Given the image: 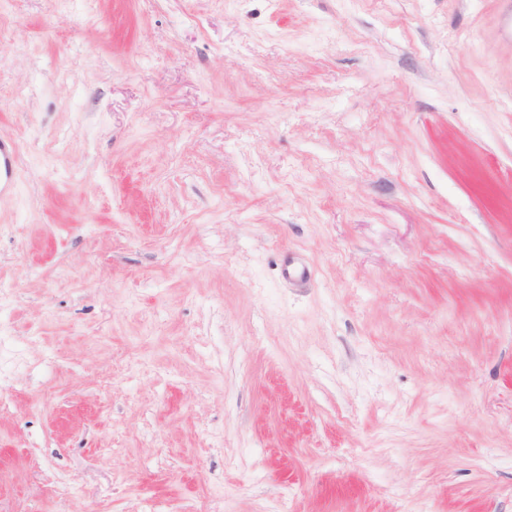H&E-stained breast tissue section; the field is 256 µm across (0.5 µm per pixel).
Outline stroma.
I'll use <instances>...</instances> for the list:
<instances>
[{"label": "stroma", "instance_id": "stroma-1", "mask_svg": "<svg viewBox=\"0 0 512 512\" xmlns=\"http://www.w3.org/2000/svg\"><path fill=\"white\" fill-rule=\"evenodd\" d=\"M0 31V512H512V0ZM16 147L0 140V197L11 195L16 185Z\"/></svg>", "mask_w": 512, "mask_h": 512}]
</instances>
